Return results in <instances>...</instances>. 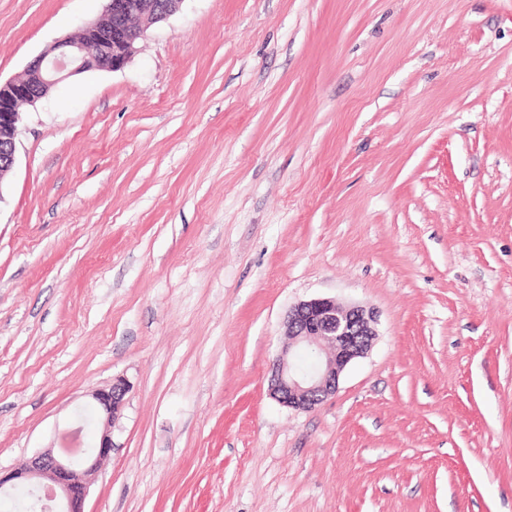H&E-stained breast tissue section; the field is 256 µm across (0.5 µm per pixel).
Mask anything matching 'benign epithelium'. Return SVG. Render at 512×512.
<instances>
[{
  "label": "benign epithelium",
  "instance_id": "1",
  "mask_svg": "<svg viewBox=\"0 0 512 512\" xmlns=\"http://www.w3.org/2000/svg\"><path fill=\"white\" fill-rule=\"evenodd\" d=\"M184 0H106L103 12L75 38L48 45L24 73L0 83V184L16 162L17 134L25 105L33 106L69 77L98 70L119 71L138 52L147 32L174 15ZM378 312L343 306L327 297L302 301L288 310V345L274 358L268 393L280 405L310 411L336 393L346 368L371 349ZM128 385L115 380L91 393L101 426L97 445L80 460L51 448L21 468L0 475V494L27 489L33 512H85L91 480L112 452V426L126 405Z\"/></svg>",
  "mask_w": 512,
  "mask_h": 512
}]
</instances>
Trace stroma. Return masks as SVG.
Returning a JSON list of instances; mask_svg holds the SVG:
<instances>
[{
  "instance_id": "stroma-1",
  "label": "stroma",
  "mask_w": 512,
  "mask_h": 512,
  "mask_svg": "<svg viewBox=\"0 0 512 512\" xmlns=\"http://www.w3.org/2000/svg\"><path fill=\"white\" fill-rule=\"evenodd\" d=\"M105 0H0V80ZM379 312L310 412L291 306ZM123 378L86 512H512V0H183L27 108L0 184V470Z\"/></svg>"
}]
</instances>
